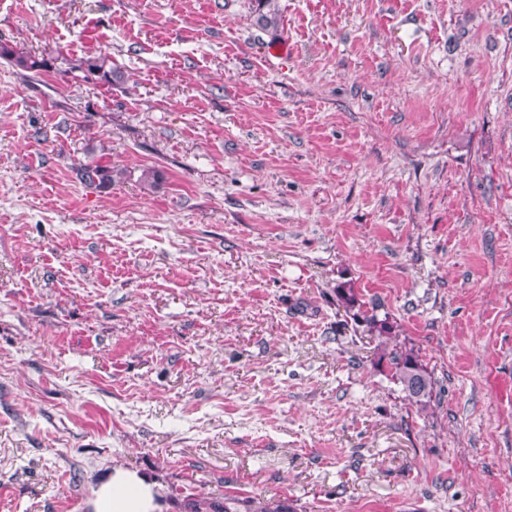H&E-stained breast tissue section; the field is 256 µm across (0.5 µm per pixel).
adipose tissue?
Returning <instances> with one entry per match:
<instances>
[{
  "label": "adipose tissue",
  "mask_w": 512,
  "mask_h": 512,
  "mask_svg": "<svg viewBox=\"0 0 512 512\" xmlns=\"http://www.w3.org/2000/svg\"><path fill=\"white\" fill-rule=\"evenodd\" d=\"M164 492L137 472L114 468L91 501L92 512H164Z\"/></svg>",
  "instance_id": "1"
}]
</instances>
